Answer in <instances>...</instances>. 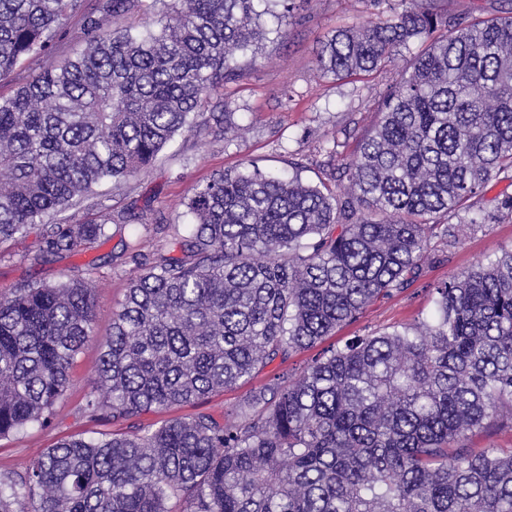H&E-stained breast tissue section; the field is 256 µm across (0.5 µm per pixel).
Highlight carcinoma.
I'll return each mask as SVG.
<instances>
[{
    "instance_id": "cac0c4a2",
    "label": "carcinoma",
    "mask_w": 512,
    "mask_h": 512,
    "mask_svg": "<svg viewBox=\"0 0 512 512\" xmlns=\"http://www.w3.org/2000/svg\"><path fill=\"white\" fill-rule=\"evenodd\" d=\"M0 0V79L80 18L85 48L0 99V243L120 189L209 113L241 135L224 83L294 0ZM336 29L317 70L348 77L421 49L331 190L250 163L192 189L195 231L131 280L80 406L115 424L199 400L313 347L422 276L431 241L486 226L470 201L512 174V15L466 25L435 0ZM143 12L141 32L110 21ZM46 224L78 254L132 216ZM470 215L465 224L448 218ZM417 323L359 336L230 415L65 439L0 472V512H512V448L469 433L512 425V247L435 285ZM95 338L93 288L65 277L0 299V438L52 415Z\"/></svg>"
}]
</instances>
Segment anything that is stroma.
Masks as SVG:
<instances>
[{
    "instance_id": "35a3bbf8",
    "label": "stroma",
    "mask_w": 512,
    "mask_h": 512,
    "mask_svg": "<svg viewBox=\"0 0 512 512\" xmlns=\"http://www.w3.org/2000/svg\"><path fill=\"white\" fill-rule=\"evenodd\" d=\"M438 9L461 21L502 16L512 11V0H437ZM364 0H296L295 20L287 36L268 34L257 56L236 54L246 75L224 87L237 123L246 126L243 137L226 141L205 130L178 133L158 158L122 190L103 196V204L135 212L133 225L111 224L107 238L78 255L43 256L42 227L0 244V298L12 296L23 284H54L71 274L88 280L95 289L96 338L88 342L70 370V384L44 426H28L19 436L0 440V470L21 467L43 449L68 438H89L103 431L102 423L81 416L78 408L99 363V341L107 336L112 314L124 299L130 279L151 264L157 248L188 236L192 218L183 201L192 188L222 170H235L248 161L266 172L299 171L305 182L326 181L333 166L326 153L341 143L342 155L353 153L357 139L369 133L379 119V93L400 80L419 42L402 50L395 64L384 70L348 78L319 75L315 51L331 31L366 20ZM79 19H71L56 50L42 61L26 63L18 76L0 80V98L13 95L20 80L53 67L84 48ZM139 240L141 264L119 260L124 244ZM512 246V220L489 224L466 235L455 249L437 247L424 264V273L403 292L372 302L358 319L339 328L314 347L269 364L256 378L183 406L149 412L125 421L123 430L158 427L199 412L221 413L247 401L255 387L281 375H296L323 352L343 346L357 336L414 323L433 307V285L467 270Z\"/></svg>"
}]
</instances>
